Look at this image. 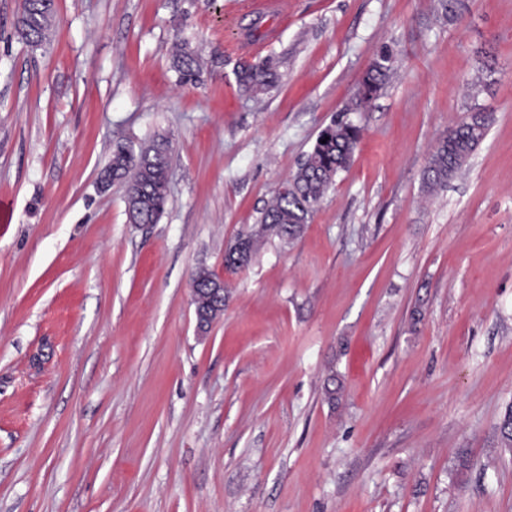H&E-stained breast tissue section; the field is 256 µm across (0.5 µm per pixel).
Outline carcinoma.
Here are the masks:
<instances>
[{"mask_svg": "<svg viewBox=\"0 0 512 512\" xmlns=\"http://www.w3.org/2000/svg\"><path fill=\"white\" fill-rule=\"evenodd\" d=\"M51 29L41 0H25L24 12L16 23L20 38L37 48L49 42ZM393 64L394 58L387 50L376 56L362 78L350 111H358L378 95ZM174 69L180 81L195 82L200 77L202 64L196 55L182 49L176 55ZM278 78L277 65L271 60L244 65L237 72L240 91L250 95L266 92ZM489 126V118L472 115L439 142L424 170L428 191L434 192L448 184L483 140ZM361 132V127L348 120L344 113L337 114L320 132L312 150L286 180L285 189L278 190L273 202L262 210L255 227L239 234L245 239L246 257L234 270L251 265L260 239L276 238L291 243L303 234L315 204L332 186L335 177L350 167ZM169 161V143L162 138L140 146L137 151L122 140L113 144L112 179L135 184L134 191L126 195L127 217L131 223L155 224L164 212L168 202L165 172Z\"/></svg>", "mask_w": 512, "mask_h": 512, "instance_id": "1", "label": "carcinoma"}]
</instances>
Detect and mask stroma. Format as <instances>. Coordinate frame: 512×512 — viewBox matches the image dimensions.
<instances>
[{"label":"stroma","mask_w":512,"mask_h":512,"mask_svg":"<svg viewBox=\"0 0 512 512\" xmlns=\"http://www.w3.org/2000/svg\"><path fill=\"white\" fill-rule=\"evenodd\" d=\"M286 2L56 0L32 48L0 0V512H512V0ZM385 47L304 234L225 270ZM267 59L276 86L240 92ZM475 111L486 138L427 193ZM158 137L168 204L132 224L100 176ZM201 267L229 287L204 334ZM174 69L180 82H195L200 77L202 64L196 55L183 48L176 55ZM394 58L385 50L380 52L365 72L350 112H356L369 104L384 87L393 68ZM277 65L271 60L254 65H243L237 72V83L245 94L258 95L266 92L278 81ZM490 119L470 115L467 121L452 129L428 157L424 181L429 192L445 187L462 169L470 155L483 140Z\"/></svg>","instance_id":"obj_1"}]
</instances>
